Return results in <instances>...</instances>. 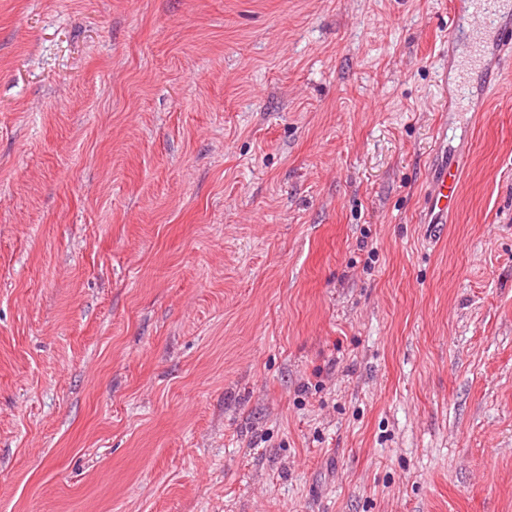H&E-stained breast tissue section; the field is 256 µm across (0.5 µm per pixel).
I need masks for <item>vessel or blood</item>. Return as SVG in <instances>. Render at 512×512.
<instances>
[{
  "instance_id": "1",
  "label": "vessel or blood",
  "mask_w": 512,
  "mask_h": 512,
  "mask_svg": "<svg viewBox=\"0 0 512 512\" xmlns=\"http://www.w3.org/2000/svg\"><path fill=\"white\" fill-rule=\"evenodd\" d=\"M465 33L469 58L484 72V85L497 79L501 67L512 63V17L505 15L499 0H454L448 16V40ZM460 188L457 164L436 168L424 200L423 216L431 233H439L448 221Z\"/></svg>"
}]
</instances>
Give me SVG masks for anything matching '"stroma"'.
I'll return each mask as SVG.
<instances>
[{"instance_id": "35a3bbf8", "label": "stroma", "mask_w": 512, "mask_h": 512, "mask_svg": "<svg viewBox=\"0 0 512 512\" xmlns=\"http://www.w3.org/2000/svg\"><path fill=\"white\" fill-rule=\"evenodd\" d=\"M451 2L0 0V512H512V69L454 101ZM459 165L447 161L435 169L432 186L424 200V224H428L430 233H439L443 224L448 222L460 188Z\"/></svg>"}]
</instances>
